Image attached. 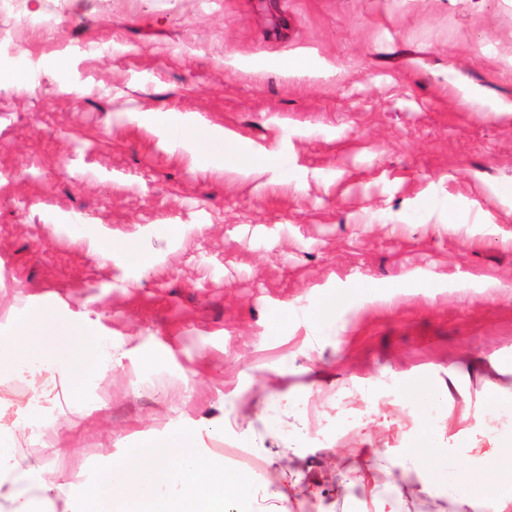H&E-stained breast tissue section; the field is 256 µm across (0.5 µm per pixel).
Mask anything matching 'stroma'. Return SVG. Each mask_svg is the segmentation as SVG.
<instances>
[{
	"mask_svg": "<svg viewBox=\"0 0 512 512\" xmlns=\"http://www.w3.org/2000/svg\"><path fill=\"white\" fill-rule=\"evenodd\" d=\"M27 5L53 21L0 18V337L48 315L107 358L61 404L0 376L18 456L79 490L228 416L226 465L319 481L287 512H362L331 476L417 439L456 462L405 512L512 479V402L478 403L512 355V0Z\"/></svg>",
	"mask_w": 512,
	"mask_h": 512,
	"instance_id": "35a3bbf8",
	"label": "stroma"
}]
</instances>
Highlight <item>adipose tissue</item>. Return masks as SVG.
<instances>
[{
  "label": "adipose tissue",
  "instance_id": "adipose-tissue-1",
  "mask_svg": "<svg viewBox=\"0 0 512 512\" xmlns=\"http://www.w3.org/2000/svg\"><path fill=\"white\" fill-rule=\"evenodd\" d=\"M67 340L65 326L42 319L38 342L25 349L15 350L9 338L0 341V373L32 363L47 376L39 400L54 402L61 393H75L100 353L92 343L71 353ZM212 436L211 430L190 427L163 442L145 440L76 496L70 485L36 477L24 458L11 451L10 434L0 431V505H7L8 512H33L36 502L50 508L58 500L69 512H282L284 493H266L257 474L224 465L205 451ZM449 493L461 512H512V483L487 497L473 496L461 485Z\"/></svg>",
  "mask_w": 512,
  "mask_h": 512
}]
</instances>
